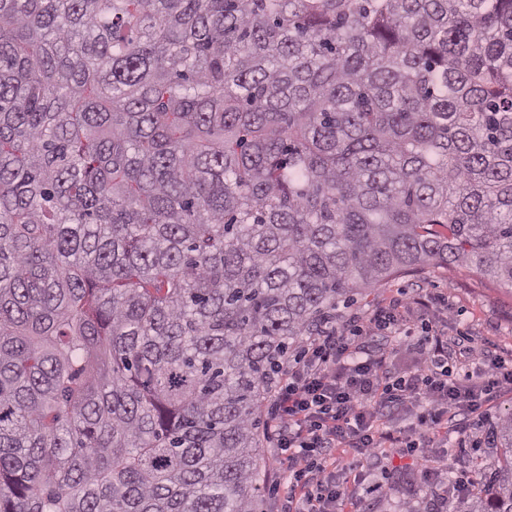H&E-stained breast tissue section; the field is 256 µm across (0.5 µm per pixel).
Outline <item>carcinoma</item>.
Here are the masks:
<instances>
[{
  "label": "carcinoma",
  "instance_id": "obj_1",
  "mask_svg": "<svg viewBox=\"0 0 512 512\" xmlns=\"http://www.w3.org/2000/svg\"><path fill=\"white\" fill-rule=\"evenodd\" d=\"M423 265L512 288V0H0V512H259L288 351Z\"/></svg>",
  "mask_w": 512,
  "mask_h": 512
}]
</instances>
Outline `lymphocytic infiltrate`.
Segmentation results:
<instances>
[{"instance_id": "f902f5d3", "label": "lymphocytic infiltrate", "mask_w": 512, "mask_h": 512, "mask_svg": "<svg viewBox=\"0 0 512 512\" xmlns=\"http://www.w3.org/2000/svg\"><path fill=\"white\" fill-rule=\"evenodd\" d=\"M412 304L390 302L347 327L323 325L278 383L267 415L277 446L288 454L284 512H344L357 508L365 461L382 448L422 460L431 481L429 450L447 444L449 430L481 424L497 397L512 390V357L490 342L429 327L414 331ZM405 351L412 369L390 371L386 361ZM403 412L409 423L383 429V418Z\"/></svg>"}]
</instances>
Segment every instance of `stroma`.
<instances>
[{"instance_id":"obj_1","label":"stroma","mask_w":512,"mask_h":512,"mask_svg":"<svg viewBox=\"0 0 512 512\" xmlns=\"http://www.w3.org/2000/svg\"><path fill=\"white\" fill-rule=\"evenodd\" d=\"M430 289L448 302L449 333L460 332L478 343H497L503 352L512 351V288L489 282L464 267L424 266L400 276L385 279L367 290L352 294L339 302L332 312L337 326L369 316L372 310L396 300L420 297L422 289ZM461 436L448 435V454L443 464L449 473L490 471L499 467L502 452L498 448L459 450ZM261 453L266 461L264 512H282L288 495V468L276 447L272 422L263 425ZM392 471L391 489L384 497H364L363 512H404L407 504L425 508L429 499L439 496L438 488L424 484L415 459L399 449L386 451Z\"/></svg>"}]
</instances>
